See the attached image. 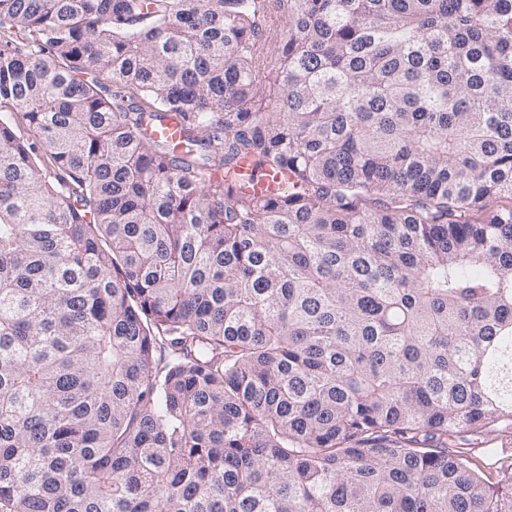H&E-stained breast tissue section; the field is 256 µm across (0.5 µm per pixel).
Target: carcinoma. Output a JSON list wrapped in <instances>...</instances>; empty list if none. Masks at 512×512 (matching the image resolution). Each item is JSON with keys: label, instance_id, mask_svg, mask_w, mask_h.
<instances>
[{"label": "carcinoma", "instance_id": "obj_1", "mask_svg": "<svg viewBox=\"0 0 512 512\" xmlns=\"http://www.w3.org/2000/svg\"><path fill=\"white\" fill-rule=\"evenodd\" d=\"M279 6L0 0V512H512V0ZM460 451L483 477L497 482L508 468L512 471V434L489 431L481 436H467ZM480 470L476 468V465Z\"/></svg>", "mask_w": 512, "mask_h": 512}]
</instances>
